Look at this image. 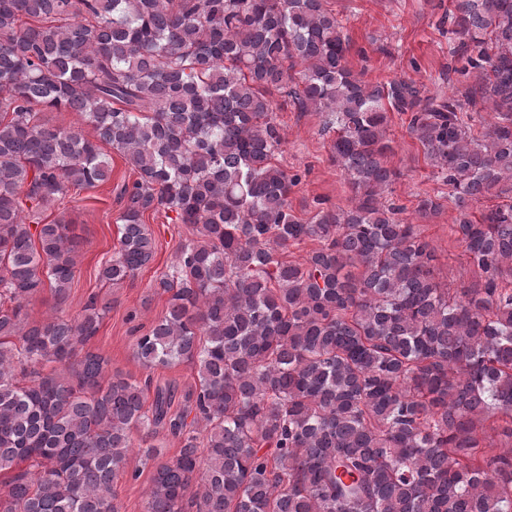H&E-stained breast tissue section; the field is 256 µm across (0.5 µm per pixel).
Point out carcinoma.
Segmentation results:
<instances>
[{
	"label": "carcinoma",
	"instance_id": "obj_1",
	"mask_svg": "<svg viewBox=\"0 0 512 512\" xmlns=\"http://www.w3.org/2000/svg\"><path fill=\"white\" fill-rule=\"evenodd\" d=\"M450 22L464 97L493 116L480 137L459 100L354 74L323 0H0V512H119L133 434L161 431L180 448L145 512H512V448L489 436L512 440V203L470 218L512 182V0H456ZM275 91L336 128L349 209L293 214L301 177L277 162ZM390 109L411 113L484 274L459 295L383 201ZM61 110L93 134L42 117ZM103 144L138 177L102 281L153 259L148 211L197 235L158 280L168 307L134 352L195 364L198 384L159 387L149 408L151 378L106 381L102 355L77 356L107 306L26 312L46 284L67 299L80 240L41 215L108 180ZM306 239L319 246L288 260Z\"/></svg>",
	"mask_w": 512,
	"mask_h": 512
}]
</instances>
